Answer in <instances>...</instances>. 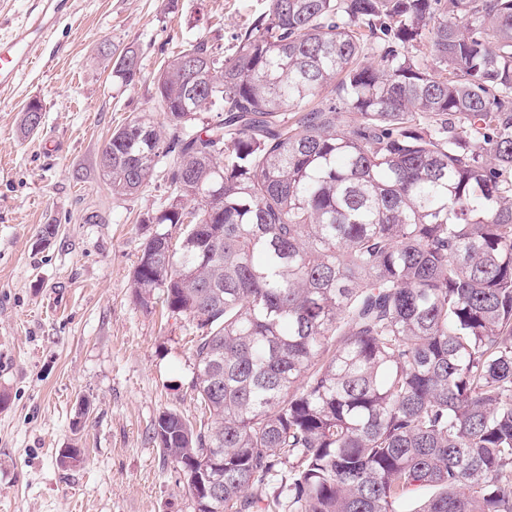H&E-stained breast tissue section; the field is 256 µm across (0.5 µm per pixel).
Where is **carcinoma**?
<instances>
[{"label": "carcinoma", "instance_id": "obj_1", "mask_svg": "<svg viewBox=\"0 0 512 512\" xmlns=\"http://www.w3.org/2000/svg\"><path fill=\"white\" fill-rule=\"evenodd\" d=\"M236 41L100 156L120 196L165 166L141 223L186 225L132 288L195 325L211 424L152 439L211 512H512V0H269Z\"/></svg>", "mask_w": 512, "mask_h": 512}]
</instances>
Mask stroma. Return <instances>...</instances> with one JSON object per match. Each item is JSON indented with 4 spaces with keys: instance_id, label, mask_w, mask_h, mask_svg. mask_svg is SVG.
I'll return each mask as SVG.
<instances>
[{
    "instance_id": "1",
    "label": "stroma",
    "mask_w": 512,
    "mask_h": 512,
    "mask_svg": "<svg viewBox=\"0 0 512 512\" xmlns=\"http://www.w3.org/2000/svg\"><path fill=\"white\" fill-rule=\"evenodd\" d=\"M268 0H70L34 66L0 91V512H195L182 468L152 440L159 414L208 416L191 388L196 329L144 308L131 279L142 215L172 190L156 170L138 193L112 194L99 167L113 129L162 120L164 60L234 37ZM141 72L112 76L113 49ZM42 105L24 136L19 117ZM57 234L42 242L44 225ZM80 448L84 461L59 462Z\"/></svg>"
}]
</instances>
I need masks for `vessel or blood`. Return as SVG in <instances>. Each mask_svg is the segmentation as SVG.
Listing matches in <instances>:
<instances>
[{
  "label": "vessel or blood",
  "mask_w": 512,
  "mask_h": 512,
  "mask_svg": "<svg viewBox=\"0 0 512 512\" xmlns=\"http://www.w3.org/2000/svg\"><path fill=\"white\" fill-rule=\"evenodd\" d=\"M67 0H34L35 16L9 37H0V88L13 85L49 38Z\"/></svg>",
  "instance_id": "b4317fda"
}]
</instances>
